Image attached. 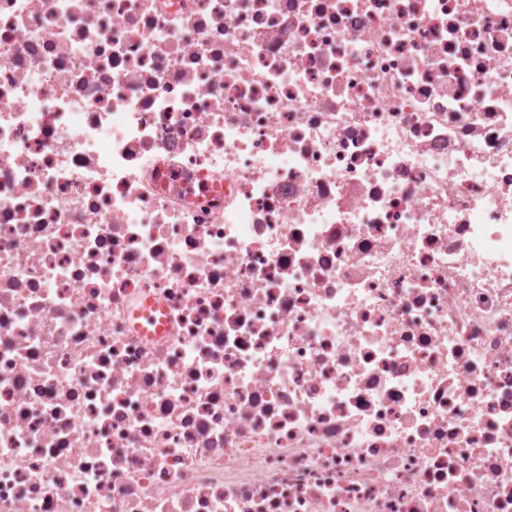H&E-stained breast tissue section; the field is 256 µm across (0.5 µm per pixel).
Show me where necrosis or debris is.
<instances>
[{
    "label": "necrosis or debris",
    "mask_w": 512,
    "mask_h": 512,
    "mask_svg": "<svg viewBox=\"0 0 512 512\" xmlns=\"http://www.w3.org/2000/svg\"><path fill=\"white\" fill-rule=\"evenodd\" d=\"M0 512H512V0H0Z\"/></svg>",
    "instance_id": "necrosis-or-debris-1"
}]
</instances>
